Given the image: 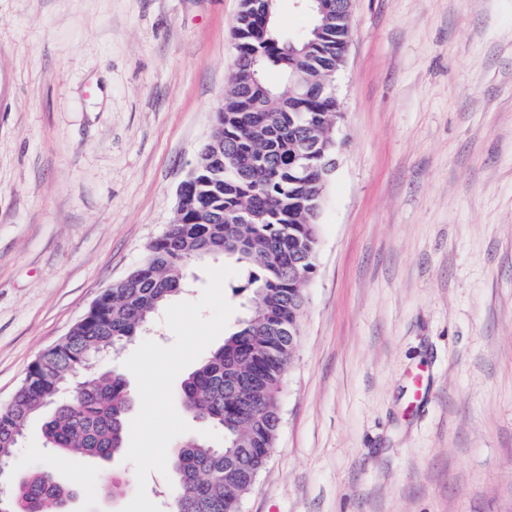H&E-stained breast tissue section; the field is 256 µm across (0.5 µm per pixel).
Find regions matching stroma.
I'll return each instance as SVG.
<instances>
[{
	"label": "stroma",
	"mask_w": 512,
	"mask_h": 512,
	"mask_svg": "<svg viewBox=\"0 0 512 512\" xmlns=\"http://www.w3.org/2000/svg\"><path fill=\"white\" fill-rule=\"evenodd\" d=\"M241 0H0V406L178 208ZM282 425L242 512H512V0H352ZM122 512L124 456H45ZM121 494L103 493L106 481Z\"/></svg>",
	"instance_id": "35a3bbf8"
}]
</instances>
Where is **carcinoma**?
<instances>
[{
  "instance_id": "obj_1",
  "label": "carcinoma",
  "mask_w": 512,
  "mask_h": 512,
  "mask_svg": "<svg viewBox=\"0 0 512 512\" xmlns=\"http://www.w3.org/2000/svg\"><path fill=\"white\" fill-rule=\"evenodd\" d=\"M342 0L306 10L310 26L288 34L278 25V0H248L233 28L241 47L231 90L217 113L219 157L194 171L197 193L183 214L147 247L139 264L107 297L94 303L68 333L29 367L9 404L0 407V468L20 444L31 419L44 415L45 446L101 460L120 454L128 434L126 374L99 358L122 349L184 287L187 270L217 255L247 271V312L224 344L180 384L185 411L208 424L219 441L195 439L173 450L170 496L175 512H236L250 478L267 463L279 427L288 365V324L300 318L296 274L315 273L317 191L336 141L310 148L307 126L331 119L339 101L319 75L340 66L349 23ZM278 71L281 83L266 79ZM266 143L256 159L255 143ZM265 218L230 224L245 208ZM0 512H65L73 498L47 466L12 476Z\"/></svg>"
}]
</instances>
